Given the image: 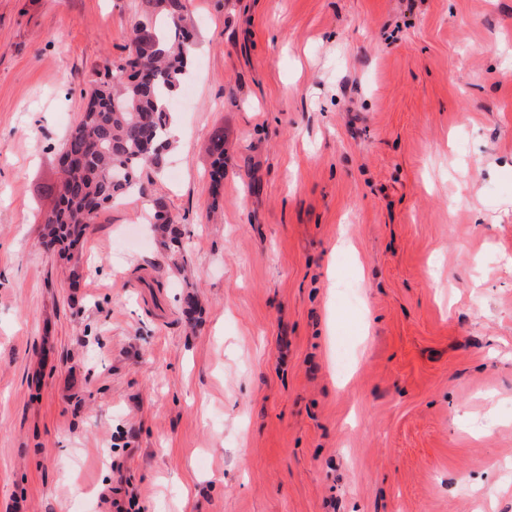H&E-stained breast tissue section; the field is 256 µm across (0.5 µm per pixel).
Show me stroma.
Returning a JSON list of instances; mask_svg holds the SVG:
<instances>
[{"mask_svg": "<svg viewBox=\"0 0 512 512\" xmlns=\"http://www.w3.org/2000/svg\"><path fill=\"white\" fill-rule=\"evenodd\" d=\"M142 19L0 0V512H512V0H192L73 284L58 156Z\"/></svg>", "mask_w": 512, "mask_h": 512, "instance_id": "stroma-1", "label": "stroma"}]
</instances>
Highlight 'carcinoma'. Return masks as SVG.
Returning a JSON list of instances; mask_svg holds the SVG:
<instances>
[{"instance_id":"cac0c4a2","label":"carcinoma","mask_w":512,"mask_h":512,"mask_svg":"<svg viewBox=\"0 0 512 512\" xmlns=\"http://www.w3.org/2000/svg\"><path fill=\"white\" fill-rule=\"evenodd\" d=\"M191 0H145L146 12L161 17L166 28L139 24L132 41L156 43L151 53L127 58L121 70L127 79L102 83L90 93L79 122L61 153L76 160L60 171V186L44 237L61 249H79L87 226L100 209L133 192L148 168H159L169 146L170 99L180 88L195 46L188 28ZM217 155L211 172L213 186L224 179V138L212 140ZM155 220L161 236L173 232V221L156 203Z\"/></svg>"}]
</instances>
